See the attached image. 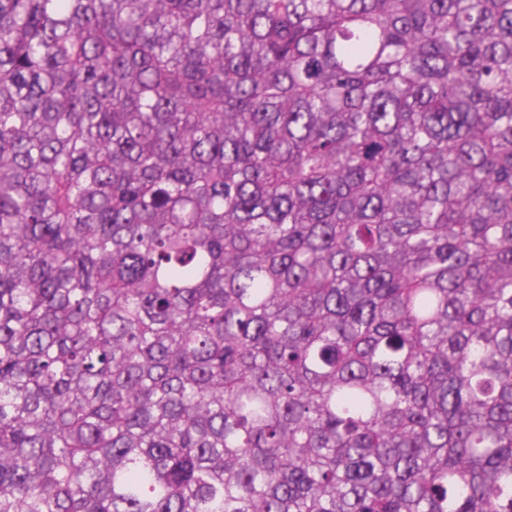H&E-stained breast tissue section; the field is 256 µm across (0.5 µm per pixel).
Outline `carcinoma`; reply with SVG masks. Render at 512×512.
<instances>
[{
  "mask_svg": "<svg viewBox=\"0 0 512 512\" xmlns=\"http://www.w3.org/2000/svg\"><path fill=\"white\" fill-rule=\"evenodd\" d=\"M0 512H512V0H0Z\"/></svg>",
  "mask_w": 512,
  "mask_h": 512,
  "instance_id": "carcinoma-1",
  "label": "carcinoma"
}]
</instances>
